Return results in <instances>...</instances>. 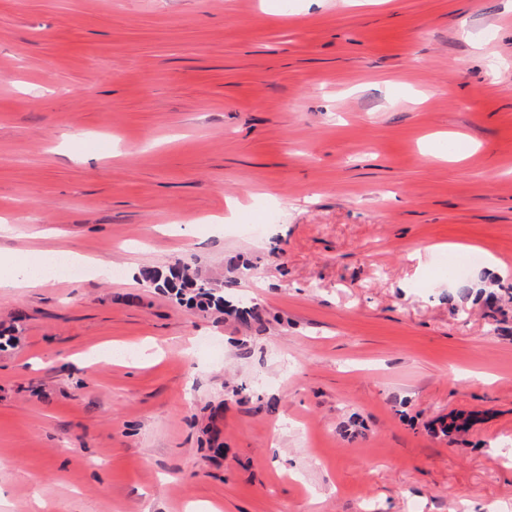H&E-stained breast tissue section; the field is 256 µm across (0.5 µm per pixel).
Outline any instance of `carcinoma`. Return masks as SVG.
I'll use <instances>...</instances> for the list:
<instances>
[{
	"mask_svg": "<svg viewBox=\"0 0 512 512\" xmlns=\"http://www.w3.org/2000/svg\"><path fill=\"white\" fill-rule=\"evenodd\" d=\"M141 277L180 303L185 302L202 312H224V292L188 268H172L166 274L158 270H144Z\"/></svg>",
	"mask_w": 512,
	"mask_h": 512,
	"instance_id": "carcinoma-1",
	"label": "carcinoma"
}]
</instances>
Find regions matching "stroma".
I'll return each mask as SVG.
<instances>
[{"mask_svg": "<svg viewBox=\"0 0 512 512\" xmlns=\"http://www.w3.org/2000/svg\"><path fill=\"white\" fill-rule=\"evenodd\" d=\"M1 219L0 512H512V0H0ZM66 257L67 262L90 267L93 272L106 279L111 278L110 262L69 250L40 252L30 256L26 253L0 254V288H40L47 283L55 270L53 259ZM140 275L153 288L173 295L179 303L185 301L202 312L224 313V292L188 268H172L166 274L142 270Z\"/></svg>", "mask_w": 512, "mask_h": 512, "instance_id": "stroma-1", "label": "stroma"}]
</instances>
